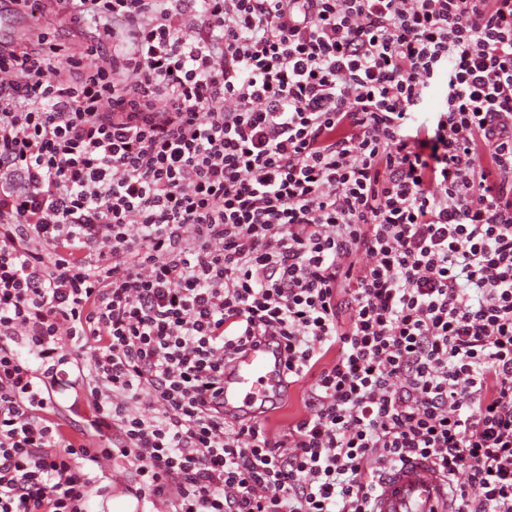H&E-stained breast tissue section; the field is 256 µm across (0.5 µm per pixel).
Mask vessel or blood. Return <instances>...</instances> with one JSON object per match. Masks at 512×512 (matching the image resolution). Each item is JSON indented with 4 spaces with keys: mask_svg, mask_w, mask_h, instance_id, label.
<instances>
[{
    "mask_svg": "<svg viewBox=\"0 0 512 512\" xmlns=\"http://www.w3.org/2000/svg\"><path fill=\"white\" fill-rule=\"evenodd\" d=\"M284 366L277 350L250 351L224 370V414L245 418L284 395ZM373 512H454L448 481L428 463L411 461L385 473Z\"/></svg>",
    "mask_w": 512,
    "mask_h": 512,
    "instance_id": "vessel-or-blood-1",
    "label": "vessel or blood"
}]
</instances>
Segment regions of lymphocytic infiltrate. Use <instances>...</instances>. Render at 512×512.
I'll return each mask as SVG.
<instances>
[{
  "mask_svg": "<svg viewBox=\"0 0 512 512\" xmlns=\"http://www.w3.org/2000/svg\"><path fill=\"white\" fill-rule=\"evenodd\" d=\"M53 2L79 51L0 42V512H89L105 459L167 512H371L419 457L512 512V0ZM272 341L279 433L222 399ZM306 387V384L292 387L285 398L280 401V406L282 407L269 417L271 429L279 431L302 416L305 411L302 397Z\"/></svg>",
  "mask_w": 512,
  "mask_h": 512,
  "instance_id": "1",
  "label": "lymphocytic infiltrate"
}]
</instances>
